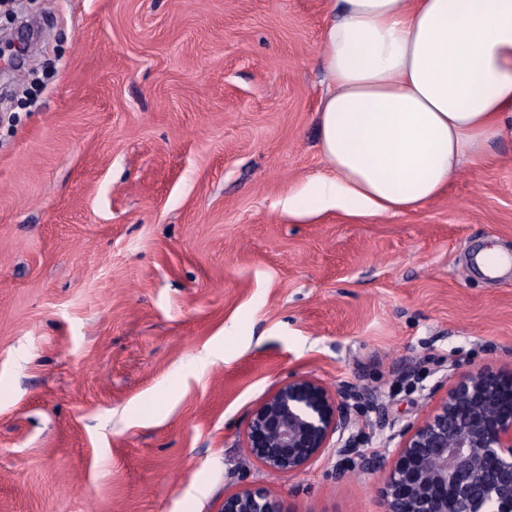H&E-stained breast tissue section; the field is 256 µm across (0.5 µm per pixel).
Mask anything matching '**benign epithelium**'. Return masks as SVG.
I'll return each instance as SVG.
<instances>
[{
  "instance_id": "1",
  "label": "benign epithelium",
  "mask_w": 512,
  "mask_h": 512,
  "mask_svg": "<svg viewBox=\"0 0 512 512\" xmlns=\"http://www.w3.org/2000/svg\"><path fill=\"white\" fill-rule=\"evenodd\" d=\"M512 375L481 369L459 375L421 420L394 433L391 454L364 457L384 477V512H512V410L500 407ZM353 425L347 397L308 376L279 387L252 412L249 455L266 469L301 472ZM485 459L494 466L482 465ZM224 512H283L270 488L224 498Z\"/></svg>"
}]
</instances>
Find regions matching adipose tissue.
Returning <instances> with one entry per match:
<instances>
[{
    "mask_svg": "<svg viewBox=\"0 0 512 512\" xmlns=\"http://www.w3.org/2000/svg\"><path fill=\"white\" fill-rule=\"evenodd\" d=\"M323 66L317 125L329 172L285 210H413L512 115V0H335Z\"/></svg>",
    "mask_w": 512,
    "mask_h": 512,
    "instance_id": "ef3b65f1",
    "label": "adipose tissue"
}]
</instances>
